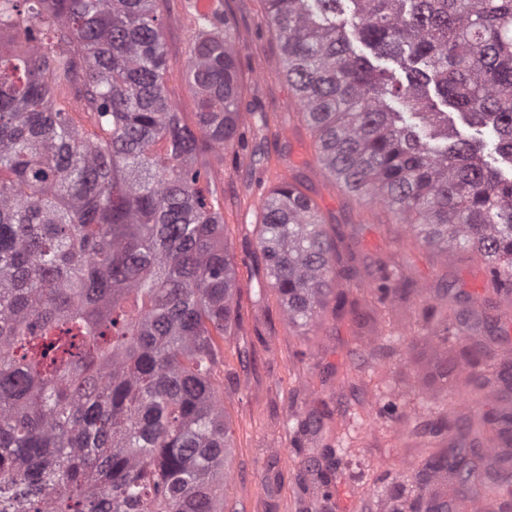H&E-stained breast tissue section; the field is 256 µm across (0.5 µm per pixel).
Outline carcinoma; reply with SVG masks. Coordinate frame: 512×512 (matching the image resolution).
Here are the masks:
<instances>
[{
    "instance_id": "obj_1",
    "label": "carcinoma",
    "mask_w": 512,
    "mask_h": 512,
    "mask_svg": "<svg viewBox=\"0 0 512 512\" xmlns=\"http://www.w3.org/2000/svg\"><path fill=\"white\" fill-rule=\"evenodd\" d=\"M264 2L329 184L428 248L473 252L512 294V177L438 107L492 128L512 163V0ZM157 3L0 0V512H224L232 435L216 369L236 272L207 164L242 118L238 35L200 14L176 66ZM348 24L406 81L355 54ZM176 67L191 124L167 90ZM77 81L92 134L55 101ZM261 211L267 286L288 322L311 326L354 256L298 166ZM379 271L383 302L392 276ZM477 425L505 442L512 410ZM474 474L446 448L398 483L389 512H451L433 486Z\"/></svg>"
}]
</instances>
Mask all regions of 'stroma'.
<instances>
[{
  "label": "stroma",
  "instance_id": "1",
  "mask_svg": "<svg viewBox=\"0 0 512 512\" xmlns=\"http://www.w3.org/2000/svg\"><path fill=\"white\" fill-rule=\"evenodd\" d=\"M195 0H162L164 37L173 62H183L198 32ZM238 30L244 115L237 145L211 161L224 208L227 247L238 271L236 320L224 338L217 377L230 420L228 506L233 512H385L397 476L412 475L435 443L432 424L449 420L459 438L466 418L494 407L473 403L470 379L496 381L512 363V296L495 292L470 251L442 256L423 246L380 205H365L332 189L317 164L306 169L309 194L327 222L341 225L354 249L355 279L337 291L355 308H326L306 332L292 326L276 293L262 286L257 247L261 197L275 167L311 150L298 104L278 77L281 51L268 31L263 0H221ZM289 121L280 132L279 118ZM397 275L394 292L377 302L376 267ZM454 310L477 323L487 345L475 370L459 367L471 340L424 327L423 306ZM330 479L319 491L317 473Z\"/></svg>",
  "mask_w": 512,
  "mask_h": 512
}]
</instances>
